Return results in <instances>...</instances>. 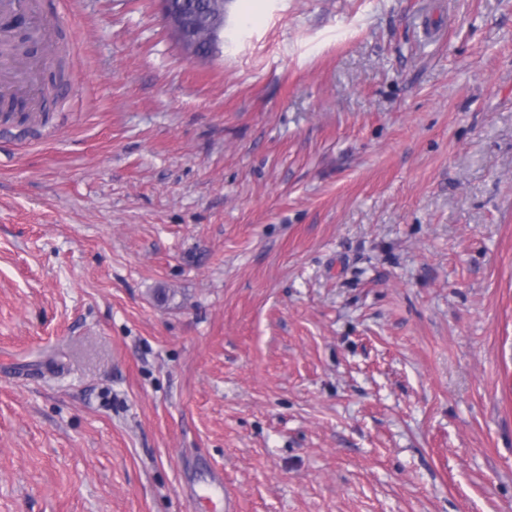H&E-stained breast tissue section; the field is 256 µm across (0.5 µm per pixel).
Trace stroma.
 <instances>
[{
  "label": "stroma",
  "instance_id": "35a3bbf8",
  "mask_svg": "<svg viewBox=\"0 0 512 512\" xmlns=\"http://www.w3.org/2000/svg\"><path fill=\"white\" fill-rule=\"evenodd\" d=\"M44 6L0 512H512V0H224L203 59L161 0Z\"/></svg>",
  "mask_w": 512,
  "mask_h": 512
}]
</instances>
